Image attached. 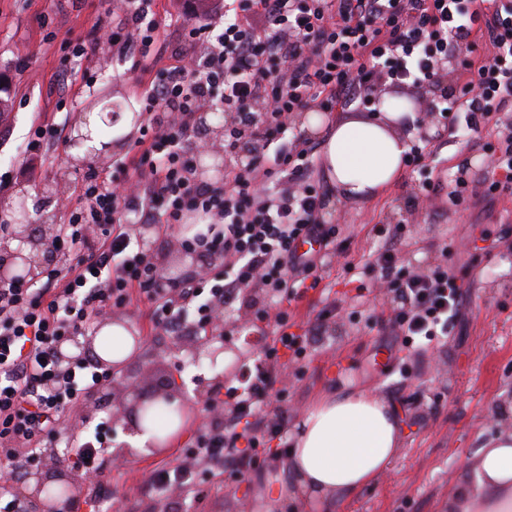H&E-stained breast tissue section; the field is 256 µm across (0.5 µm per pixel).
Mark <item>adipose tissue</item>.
Wrapping results in <instances>:
<instances>
[{
    "label": "adipose tissue",
    "instance_id": "adipose-tissue-1",
    "mask_svg": "<svg viewBox=\"0 0 512 512\" xmlns=\"http://www.w3.org/2000/svg\"><path fill=\"white\" fill-rule=\"evenodd\" d=\"M404 109V100L387 95L372 116L331 124L311 116V128H330L320 165L346 200L373 198L402 173L409 146L395 128ZM133 348L131 333L119 323L102 326L94 341L96 357L110 362L127 358ZM288 441L286 458L257 492V512H273L280 502L293 512H320L376 481L402 446L399 419L384 398L336 390L311 402ZM448 512H512V433L479 448L473 479L449 500Z\"/></svg>",
    "mask_w": 512,
    "mask_h": 512
}]
</instances>
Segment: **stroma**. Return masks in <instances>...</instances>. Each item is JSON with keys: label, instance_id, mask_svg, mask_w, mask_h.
Returning a JSON list of instances; mask_svg holds the SVG:
<instances>
[{"label": "stroma", "instance_id": "1", "mask_svg": "<svg viewBox=\"0 0 512 512\" xmlns=\"http://www.w3.org/2000/svg\"><path fill=\"white\" fill-rule=\"evenodd\" d=\"M122 9V0H0V78L10 95L8 111L0 112V219L6 223L26 224L32 233L63 224L66 216L57 201L73 195L88 167L108 172L113 162L134 153L132 138L79 161L65 141L31 164L21 152L38 125L55 122L74 130L103 102L126 112L139 110L136 82L143 70L128 62L114 64L117 50L107 41L87 58L73 47L92 26L118 22ZM155 12L162 24L185 14L214 22L224 12V0H156ZM66 38L72 41L67 48L62 45ZM465 80L461 66L445 61L429 82H380L371 102L357 112H374L382 96L397 94L410 99L420 114L441 96L461 91ZM397 131L411 142L421 141L416 124ZM496 141L492 125L421 141L425 149L419 163L404 167L377 197L354 203L333 191L325 200L320 219L337 229L336 253L320 270L318 290L288 309L296 332L313 323L319 332L306 357L281 372L269 393L271 406L293 424L322 392L348 388L382 396L403 423L402 450L390 470L351 499L337 500L329 512H442L468 480L478 449L512 431V195L467 197L455 206L443 195L424 198L427 183L448 180L460 169L472 178L491 176L487 148ZM383 226L397 231L395 260L403 272L423 275L443 265L468 286L447 343L410 356L405 373L388 345V320L400 301L379 269L366 267L383 244L378 233ZM445 245L450 248L446 255L441 252ZM362 287L368 293L359 305L355 296ZM256 297L253 305L238 300L224 327L247 366L263 352L272 330L271 321L257 319L271 311L270 295L260 289ZM117 314L154 354L131 362V379L148 390L168 376L192 400L189 434L210 428L216 412L207 397L218 383L216 369L178 366L167 359L173 336L152 326L145 298H134ZM112 411V384L100 381L77 400L79 428L43 436L33 451L37 458L50 450L60 457L76 444L101 437L104 482L83 487L70 512L94 507L99 512H174V502L179 505L175 512H239L242 501L262 484L258 478L238 484L199 464L195 470L208 490L203 501L177 486L155 495L149 488L152 472L181 457L182 443L151 457L115 458L124 430L113 425Z\"/></svg>", "mask_w": 512, "mask_h": 512}]
</instances>
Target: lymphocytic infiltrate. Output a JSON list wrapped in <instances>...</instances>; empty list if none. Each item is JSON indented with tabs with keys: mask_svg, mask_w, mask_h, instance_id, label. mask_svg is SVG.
I'll use <instances>...</instances> for the list:
<instances>
[{
	"mask_svg": "<svg viewBox=\"0 0 512 512\" xmlns=\"http://www.w3.org/2000/svg\"><path fill=\"white\" fill-rule=\"evenodd\" d=\"M267 26L255 33L250 20ZM208 49L191 63L169 31ZM112 41L141 65L169 57L168 66L141 83L147 114L137 149L111 172L89 170L71 200L57 240L73 262L67 271L49 265L43 282L0 288V471L25 470L26 448L56 431L64 407L100 380L83 362L62 369L59 346L106 307L127 305L133 294L151 305L155 326L204 328L215 303L233 304L253 279L263 278L278 311L274 336L242 381L214 388L210 403H224L230 416L199 434L188 453L197 462L228 471L240 482L260 476L268 437L282 419L262 406L279 374V351L306 355L309 338L288 330L287 303L318 287L319 267L336 250V227L322 223L325 193L313 178L312 149L290 133L294 112L360 103L374 82L433 80L438 59L468 54L469 96L446 102L449 133L478 131L512 101V0H225L221 27L184 18L161 29L154 0H127ZM209 105L234 115L224 131V186L197 179L193 145L203 131L195 115ZM272 147L265 164L237 158L241 143ZM495 178L466 176L448 184V201L463 194L487 196L512 190V129L497 137ZM289 188H280L281 180ZM195 213L209 221L207 233L188 243L200 260L222 252L226 265L212 286L182 279L173 292L154 289V273L123 225L167 228ZM319 248L299 252L303 241ZM396 237L388 235L375 258L405 306L390 323L400 349H428L447 338L464 298L462 284L446 269L406 275L395 265Z\"/></svg>",
	"mask_w": 512,
	"mask_h": 512,
	"instance_id": "f902f5d3",
	"label": "lymphocytic infiltrate"
}]
</instances>
